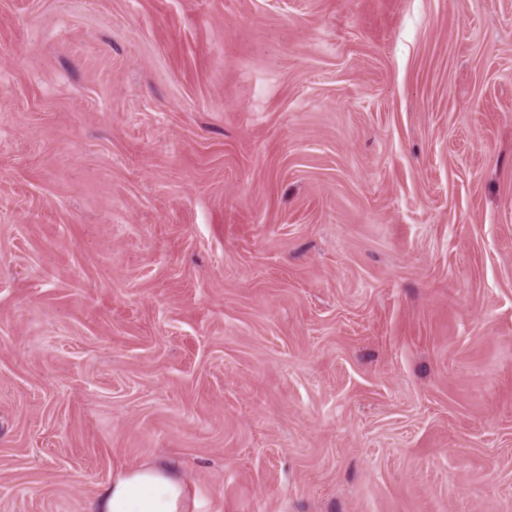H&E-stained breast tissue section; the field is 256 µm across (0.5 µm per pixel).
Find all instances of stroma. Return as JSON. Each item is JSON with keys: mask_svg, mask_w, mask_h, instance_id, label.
I'll list each match as a JSON object with an SVG mask.
<instances>
[{"mask_svg": "<svg viewBox=\"0 0 512 512\" xmlns=\"http://www.w3.org/2000/svg\"><path fill=\"white\" fill-rule=\"evenodd\" d=\"M512 512V0H0V512ZM185 484L164 464L123 471L112 478L98 512H184Z\"/></svg>", "mask_w": 512, "mask_h": 512, "instance_id": "35a3bbf8", "label": "stroma"}]
</instances>
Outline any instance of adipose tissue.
Here are the masks:
<instances>
[{
	"mask_svg": "<svg viewBox=\"0 0 512 512\" xmlns=\"http://www.w3.org/2000/svg\"><path fill=\"white\" fill-rule=\"evenodd\" d=\"M185 484L163 464L116 474L102 495L99 512H184Z\"/></svg>",
	"mask_w": 512,
	"mask_h": 512,
	"instance_id": "adipose-tissue-1",
	"label": "adipose tissue"
}]
</instances>
